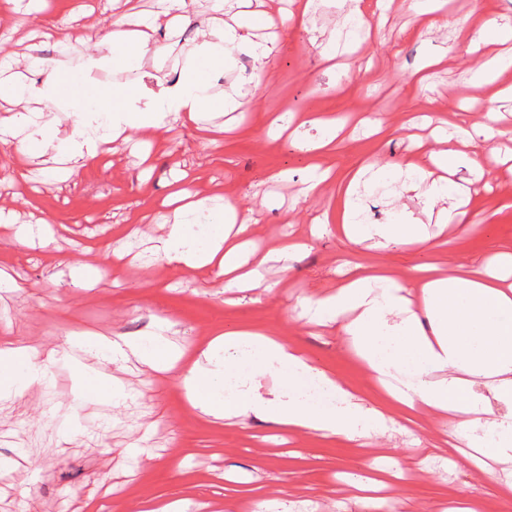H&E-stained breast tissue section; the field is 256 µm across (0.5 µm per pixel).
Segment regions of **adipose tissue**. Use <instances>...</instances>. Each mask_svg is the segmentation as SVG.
<instances>
[{
    "instance_id": "obj_1",
    "label": "adipose tissue",
    "mask_w": 512,
    "mask_h": 512,
    "mask_svg": "<svg viewBox=\"0 0 512 512\" xmlns=\"http://www.w3.org/2000/svg\"><path fill=\"white\" fill-rule=\"evenodd\" d=\"M160 8L151 19L125 14L112 21L94 54L78 66L64 60L34 59L43 79L21 84L0 77V101L7 103L0 116V134L14 141V158L1 179L14 183L25 179L23 160L51 156L65 173L84 167L97 158L101 144L129 139L131 134L154 135L169 120L201 126L207 111L216 104L234 110L233 99L215 91L210 72L226 66L225 50L249 42L248 30L261 21L256 12L244 11L246 0H235L241 10L235 24L216 17L201 24V40L184 64L176 82H169L153 45L160 27L190 23L185 0H158ZM154 66L149 79L156 90L141 97L138 88L119 97L101 92L92 84L93 70L141 68L145 58ZM73 112L70 131L60 132L52 108ZM429 166L407 161L406 175L427 186L424 206L442 200L448 190V173L466 164L485 175L481 153L437 152ZM381 166L370 161L346 178L342 192L344 209L341 232L349 240L399 239L426 245L433 237L423 224H358L354 194L366 175H380ZM169 204L175 219L165 238L153 246L157 257L188 269L209 266L218 270L226 287L249 289L261 278L250 265L245 245L252 217L228 205L212 214L206 228L194 218L204 204L191 201L187 190L173 193ZM418 301L386 268L357 265L346 284L336 292L303 303L310 321L327 325L342 322L358 362L376 376L391 406L366 404L334 374L313 364L280 337L244 327L217 334L198 349L182 377L193 406L217 420L261 418L282 429L356 440L367 432H383L393 424L392 409L404 420L421 411L457 418L448 435L450 448L465 445L460 462L491 473L493 464H512V415L496 416L497 403L512 405V254L488 258L477 268L458 266L452 273L424 269L417 280ZM172 323L163 322L137 338L101 337L74 339L79 348L94 351L117 363L136 360L150 370L169 367L183 359L168 335ZM278 373L285 383L274 398H265L256 376ZM46 367L13 340H0V399L20 397L40 385ZM318 387L328 398L311 402L307 389Z\"/></svg>"
}]
</instances>
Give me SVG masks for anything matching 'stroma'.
<instances>
[{
    "mask_svg": "<svg viewBox=\"0 0 512 512\" xmlns=\"http://www.w3.org/2000/svg\"><path fill=\"white\" fill-rule=\"evenodd\" d=\"M251 0L272 23L253 30L251 41L273 45L267 68L244 65L246 53L229 48L231 62L214 73L216 90L238 102L234 112H213L208 139L175 122L161 130L142 161L135 142L103 145L95 164L60 179L50 158H36L27 187L0 184V207L16 223L35 211L52 225L44 245L0 237V269L21 288L0 286V336H18L45 362L49 382L24 396L0 400V512H140L169 505L173 512H243L263 501L267 512H363L347 476L396 460L404 480L378 490L393 512H433L436 505L472 500L486 512H512L498 493L499 481L448 465L440 442L451 423L420 414L411 431L393 427L354 441L291 433L254 418L213 422L189 403L178 372H153L139 363L101 366L94 354L85 364L105 368L128 397L115 406L82 392L74 367L64 360L68 336L79 330L137 337L156 321L175 325L172 339L195 351L217 333L254 326L283 338L317 366L347 383L367 403L380 404L378 383L358 363L340 325L317 326L301 318L296 304L335 291L345 270L383 266L409 282L416 266L475 267L489 256L512 251V174L493 168L478 178L457 167L450 193L425 209L423 187L403 180L401 165L419 149L435 146L431 130L410 118L433 114L444 121L490 125L495 135L478 149L495 157L512 154V98L499 88L512 84L471 82L480 51L475 30L512 17V0H439L433 12L415 16L414 0H366L370 32L351 30L353 0ZM192 25L161 30L164 67L177 79L186 55L201 39L199 21L225 12L224 0H185ZM156 0H0V66L26 83L39 82L38 68L25 64L29 50L43 58L80 63L92 51L112 16L129 10L150 15ZM288 11L297 20L282 27ZM75 32L60 46L56 30ZM423 88L410 86V75ZM302 115L301 133L312 134V114L331 113L344 129L327 155L302 150L297 139L272 134L285 106ZM378 115L384 129L366 136L358 117ZM382 156V176L356 188L358 204L372 224L408 215L426 224L441 244L432 251L392 240L354 243L328 227L310 233V219L336 210L348 171ZM331 169L320 190L307 192L312 166ZM186 171V189L211 208L232 204L252 210V237L259 252L283 237L302 241L287 266L269 263L257 288L229 291L217 270L188 272L164 261L141 263L169 224L150 222L162 213L173 177ZM468 192V224L448 215ZM139 234L127 240L128 227ZM96 267L97 280L79 286L73 265Z\"/></svg>",
    "mask_w": 512,
    "mask_h": 512,
    "instance_id": "35a3bbf8",
    "label": "stroma"
}]
</instances>
